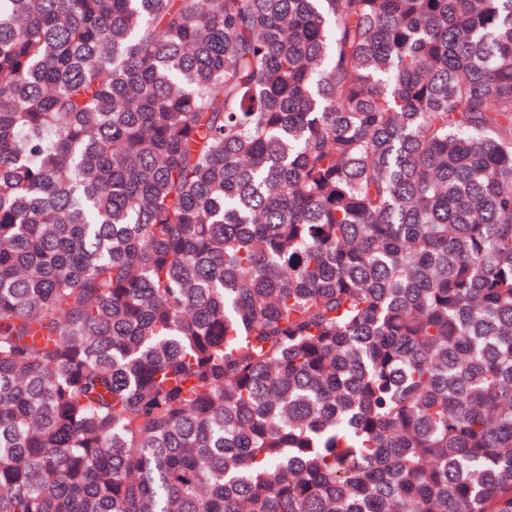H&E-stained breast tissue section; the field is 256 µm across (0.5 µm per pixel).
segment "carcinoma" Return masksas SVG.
Masks as SVG:
<instances>
[{"mask_svg":"<svg viewBox=\"0 0 512 512\" xmlns=\"http://www.w3.org/2000/svg\"><path fill=\"white\" fill-rule=\"evenodd\" d=\"M0 512H512V0H0Z\"/></svg>","mask_w":512,"mask_h":512,"instance_id":"carcinoma-1","label":"carcinoma"}]
</instances>
